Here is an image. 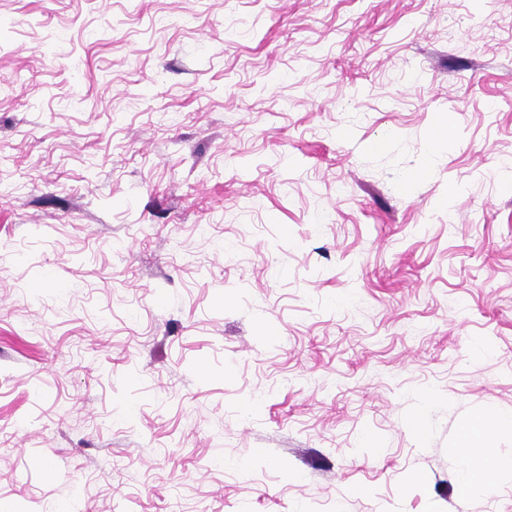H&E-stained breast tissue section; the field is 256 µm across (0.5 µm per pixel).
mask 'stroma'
Instances as JSON below:
<instances>
[{"label":"stroma","instance_id":"1","mask_svg":"<svg viewBox=\"0 0 512 512\" xmlns=\"http://www.w3.org/2000/svg\"><path fill=\"white\" fill-rule=\"evenodd\" d=\"M512 0H0V512H512ZM485 432L484 421H478L474 425L472 431L465 433L463 438V449L466 459L470 464L466 474V480L463 483L466 492L471 493L474 491L484 492L493 487L494 477L496 471L500 469H512V458L505 460L495 461L488 466H480L474 463L469 457L477 451L478 448L473 447L471 442L475 436Z\"/></svg>","mask_w":512,"mask_h":512}]
</instances>
